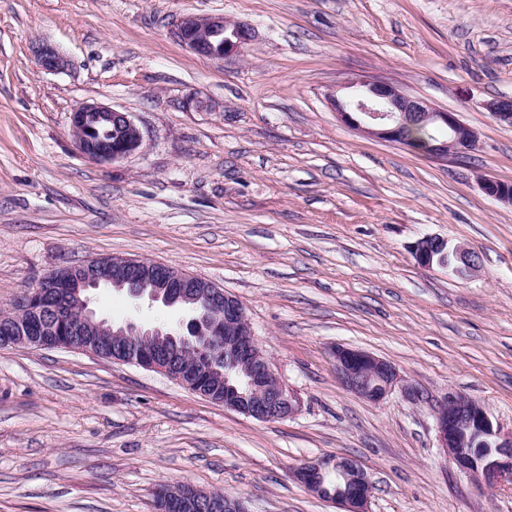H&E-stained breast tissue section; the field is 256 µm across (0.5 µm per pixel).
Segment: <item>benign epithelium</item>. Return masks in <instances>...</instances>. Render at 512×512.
I'll return each mask as SVG.
<instances>
[{
	"instance_id": "1",
	"label": "benign epithelium",
	"mask_w": 512,
	"mask_h": 512,
	"mask_svg": "<svg viewBox=\"0 0 512 512\" xmlns=\"http://www.w3.org/2000/svg\"><path fill=\"white\" fill-rule=\"evenodd\" d=\"M179 41L198 56L222 60L239 54L245 45L255 39V31L246 24L222 15L186 16L176 31ZM38 66L48 72L63 70L67 60L54 47L39 44L33 48ZM359 85L363 93L350 101L333 100L336 115L345 125L366 136L388 142L403 140L404 131L417 121L421 126H438L448 132V138L429 145L427 156L438 161L448 157H463L476 149V132L461 121L457 114L436 109L428 101L404 93L391 82L371 78ZM492 117L512 125V99H494L486 104ZM121 130L114 140L96 141L91 133L97 129ZM70 127L78 152L95 163L118 162L136 153L143 146L141 128L127 112L102 103H82L71 110ZM482 191L490 198L512 205V182L483 177ZM418 265L446 267L457 274L477 270L476 256L466 246L426 236L410 246ZM152 268L158 286L150 300L158 302L167 294L182 303L203 302L224 322V335L200 334L185 338L188 352H203L211 365L197 373L194 392L214 400L208 392L210 381L218 373L217 363H224V407L258 421L284 420L295 415L299 401L277 376L270 360L259 350L245 308L239 299L212 282L183 273L171 266L156 268L146 260L114 256L110 260L93 258L80 263L81 273L68 280L75 293L112 284L121 290L128 284L127 293L134 299L144 297L143 291L131 287L144 268ZM78 316L79 335L94 336L105 320L97 317L90 307L89 296L80 300ZM161 327L145 328L128 321L112 330L124 339L127 355L124 361L147 370L168 374L165 356L147 348L143 336H161ZM13 347L27 349H74L92 352L91 346L76 341L50 342L44 337L17 336L9 340ZM336 375L351 392L378 402L384 399L398 380L395 367L387 360L369 352L338 347L333 353ZM435 430L439 447L456 470L470 477L482 488H496L507 481L512 483V430L506 432L493 424L486 407L477 399L451 391L434 410ZM478 437L487 451L473 449L471 438ZM334 476L344 487L333 493L327 487V478ZM296 481L309 491L322 495L328 501L343 506L345 512H369L372 482L365 470L352 458H316L300 464L293 471Z\"/></svg>"
}]
</instances>
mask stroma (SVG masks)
I'll use <instances>...</instances> for the list:
<instances>
[{
    "instance_id": "stroma-1",
    "label": "stroma",
    "mask_w": 512,
    "mask_h": 512,
    "mask_svg": "<svg viewBox=\"0 0 512 512\" xmlns=\"http://www.w3.org/2000/svg\"><path fill=\"white\" fill-rule=\"evenodd\" d=\"M221 14L254 41L221 61L176 36ZM68 65L39 69L35 44ZM380 77L457 113L478 134L437 162L344 125L332 98ZM512 0H0V308L57 267L119 256L212 281L244 305L300 402L260 422L133 364L66 349L0 348V512H155L161 483L240 499L248 512H337L293 480L352 457L369 512H512L438 446L448 392L512 428ZM130 113L143 148L95 164L70 113ZM426 235L478 257L468 276L422 268ZM109 322L175 325L162 304L91 293ZM343 346L391 362L373 403L340 383ZM482 191L490 198L505 204L512 205V182L495 178L482 177L480 180Z\"/></svg>"
}]
</instances>
